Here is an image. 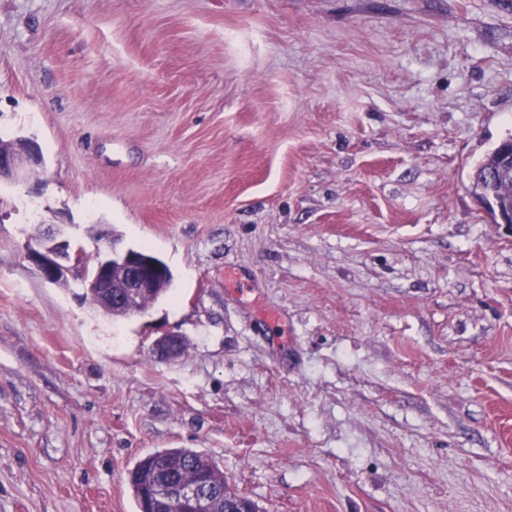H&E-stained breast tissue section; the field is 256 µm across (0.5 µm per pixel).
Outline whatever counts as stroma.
<instances>
[{"instance_id": "obj_1", "label": "stroma", "mask_w": 512, "mask_h": 512, "mask_svg": "<svg viewBox=\"0 0 512 512\" xmlns=\"http://www.w3.org/2000/svg\"><path fill=\"white\" fill-rule=\"evenodd\" d=\"M511 134L512 0H0V138L46 162L0 189V512H135L168 448L262 512H512V228L470 184ZM52 224L171 289L108 316L29 260ZM183 348L184 342L181 335L174 333L164 334L153 343V350L167 359L178 358Z\"/></svg>"}]
</instances>
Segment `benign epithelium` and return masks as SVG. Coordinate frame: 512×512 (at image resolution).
Returning a JSON list of instances; mask_svg holds the SVG:
<instances>
[{"label":"benign epithelium","instance_id":"7a95c632","mask_svg":"<svg viewBox=\"0 0 512 512\" xmlns=\"http://www.w3.org/2000/svg\"><path fill=\"white\" fill-rule=\"evenodd\" d=\"M45 159L39 145L25 138L0 142V183L23 186L30 194L37 193L39 184L30 181L32 174L43 168ZM28 258L42 277L51 283L67 280V274L79 269L68 245L47 236L29 248ZM161 265L134 249L109 247L99 262L96 276L88 281L86 293L91 301L110 314L119 309L128 317L144 311L143 301L162 285L157 273ZM179 334L167 333L153 343L162 357L175 359L183 351ZM151 512H216L215 499L202 484L186 485L168 479L158 482L150 497Z\"/></svg>","mask_w":512,"mask_h":512}]
</instances>
